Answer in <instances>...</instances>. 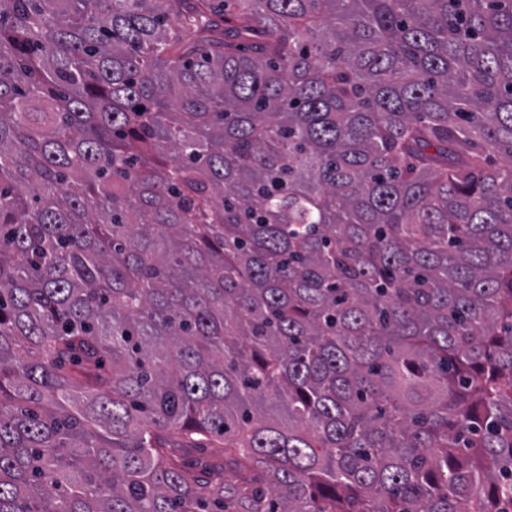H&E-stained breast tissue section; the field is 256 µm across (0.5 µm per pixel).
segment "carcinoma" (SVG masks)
<instances>
[{"label":"carcinoma","mask_w":512,"mask_h":512,"mask_svg":"<svg viewBox=\"0 0 512 512\" xmlns=\"http://www.w3.org/2000/svg\"><path fill=\"white\" fill-rule=\"evenodd\" d=\"M0 512H512V0H0Z\"/></svg>","instance_id":"cac0c4a2"}]
</instances>
